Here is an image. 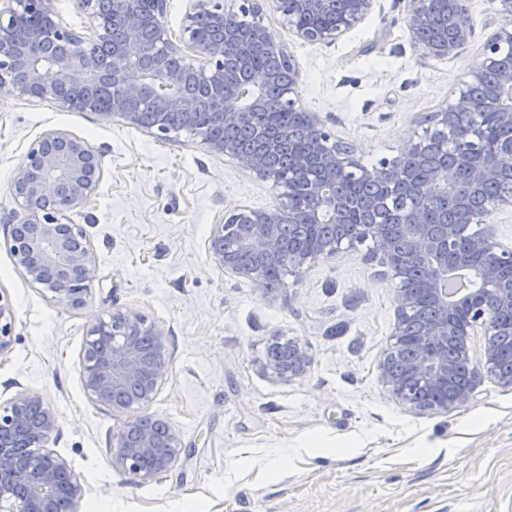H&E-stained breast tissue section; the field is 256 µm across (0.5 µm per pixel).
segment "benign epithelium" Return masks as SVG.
Segmentation results:
<instances>
[{
  "mask_svg": "<svg viewBox=\"0 0 512 512\" xmlns=\"http://www.w3.org/2000/svg\"><path fill=\"white\" fill-rule=\"evenodd\" d=\"M0 97L51 98L69 110L119 117L142 126L160 138L173 131L170 118L178 115L190 126L196 99L188 86L199 81L208 90L209 109L224 125L252 124L267 109V91L279 83V64L288 65V88L280 100L291 112H300L308 134L305 152L290 156L285 200L276 207L256 210L240 207L216 224L211 234L213 258L225 269L266 288L264 264L289 257L301 268L319 257L333 258L354 237L324 240L316 247L288 256L281 237L283 224H347L355 202L343 191L348 179L382 183L389 191L404 192L417 201L396 212L392 221L410 238L411 251L401 253L388 224L374 219L359 225L358 233L377 241L379 255L394 282L397 309L391 343L380 363V378L400 404L450 412L472 398L475 379L448 388L452 367L442 349L455 337L456 354L466 358L475 375L486 372L505 388H512V372H499L497 355L489 345L476 360L471 355L473 336L512 334V319L503 324L489 317L512 314V245L497 238L491 226L469 240L461 252L454 244L466 224L482 223V215L468 206L470 195L482 186L512 174V143L491 146L474 130L481 112L494 114L501 126L512 127V67H501L500 48L512 43V0H494L502 18L484 45L480 60L468 71V85L484 81L497 71L499 85L488 104L463 90L438 113V123L453 125L461 139L456 161L416 179L427 152L425 141L407 140L398 153L367 168L354 152L336 141L314 112L299 110L293 98L299 73L291 55L264 25L251 39L238 34L239 17L262 12L261 0H234L228 6L195 0L184 18V41L170 39L163 6L150 13L140 0H111L112 10H100L98 0H79L93 22L92 35L79 36L56 21L55 0H0ZM405 20L413 46L423 58L460 54L473 36L469 0H405ZM290 16L333 15L328 26L290 22L294 36L309 43H334L363 23L374 0H290ZM440 10L454 26L451 39H426L422 29L431 12ZM211 15L219 41L198 38L203 14ZM122 24L124 39L112 40V22ZM28 37L12 38L20 22ZM184 52L194 56L187 70H175L167 59ZM276 65L257 69L255 53ZM212 151L239 167L266 179V159L280 151L284 138H259V149L244 153L233 140L201 136ZM101 179L98 153L86 141L62 130L42 134L27 153L26 162L11 185L19 211L10 220L11 249L17 266L33 283L44 286L65 306L85 303L97 271L96 256L81 243L74 228L61 222L64 211L84 204ZM456 204L455 221L433 224L429 216ZM475 267L480 287L457 305L441 294L440 278L460 268ZM12 308L0 292V357L12 346ZM288 355L271 372L283 380L303 377L311 360L306 346L291 340L280 347ZM171 360L168 333L143 315L112 306L108 318L90 327L82 354V384L95 404L121 416L112 437V464L145 483L158 479L178 461L181 443L174 427L145 415L168 373ZM58 415L34 391H22L0 402V512H77L85 487L68 461L50 448L59 432Z\"/></svg>",
  "mask_w": 512,
  "mask_h": 512,
  "instance_id": "1",
  "label": "benign epithelium"
}]
</instances>
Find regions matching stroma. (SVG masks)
<instances>
[{"mask_svg": "<svg viewBox=\"0 0 512 512\" xmlns=\"http://www.w3.org/2000/svg\"><path fill=\"white\" fill-rule=\"evenodd\" d=\"M469 19L474 35L462 54L424 59L403 0H376L332 44L297 40L286 16L262 14L300 74L298 106L318 113L369 168L405 140L424 139L427 116L465 89L500 23L492 0H470ZM51 129L82 138L102 162L94 196L63 215L97 261L78 308L22 273L3 221L16 208L15 175ZM281 200V187L199 136L164 140L49 99L0 98V291L13 307L0 401L27 390L54 407L61 430L53 447L85 483L81 512H512V388L486 374L470 402L448 413L396 403L379 370L396 295L365 246L289 271L281 288L264 292L213 258L211 230L227 210ZM116 305L172 339L149 411L177 430L181 455L146 483L113 467L121 419L82 385L87 330ZM276 338L306 345L305 376L287 381L265 369Z\"/></svg>", "mask_w": 512, "mask_h": 512, "instance_id": "35a3bbf8", "label": "stroma"}]
</instances>
